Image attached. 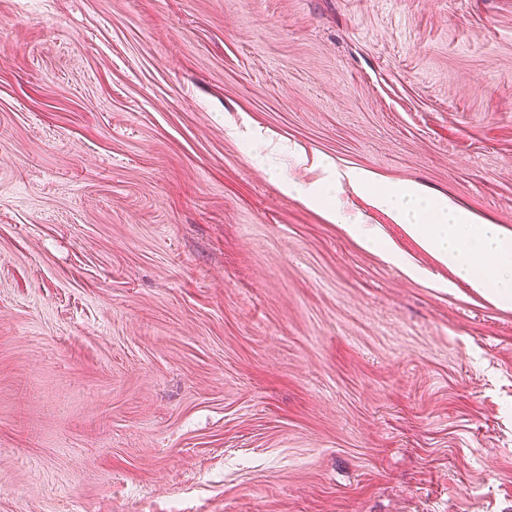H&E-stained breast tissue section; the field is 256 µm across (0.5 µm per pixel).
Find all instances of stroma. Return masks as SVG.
<instances>
[{
	"label": "stroma",
	"mask_w": 512,
	"mask_h": 512,
	"mask_svg": "<svg viewBox=\"0 0 512 512\" xmlns=\"http://www.w3.org/2000/svg\"><path fill=\"white\" fill-rule=\"evenodd\" d=\"M316 156L512 234V0H0V512H512V307ZM324 216L331 223L341 224L345 230L356 237L366 249L386 254L391 261L408 275L414 272L409 260L395 252L375 229L369 227L368 224H363L361 219H351L345 216L340 208L333 205L325 206Z\"/></svg>",
	"instance_id": "35a3bbf8"
}]
</instances>
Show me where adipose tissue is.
Returning <instances> with one entry per match:
<instances>
[{"instance_id": "adipose-tissue-1", "label": "adipose tissue", "mask_w": 512, "mask_h": 512, "mask_svg": "<svg viewBox=\"0 0 512 512\" xmlns=\"http://www.w3.org/2000/svg\"><path fill=\"white\" fill-rule=\"evenodd\" d=\"M351 180L358 189L376 190L378 205L392 212L397 223L405 225L408 233L448 264L459 279L495 303L512 304V235L503 234L498 225L479 219L449 198L431 199L415 187L381 188L368 172L352 174ZM325 217L342 225L366 249L389 255L403 272L412 273L409 260L394 252L361 219L347 217L333 205L326 206Z\"/></svg>"}]
</instances>
